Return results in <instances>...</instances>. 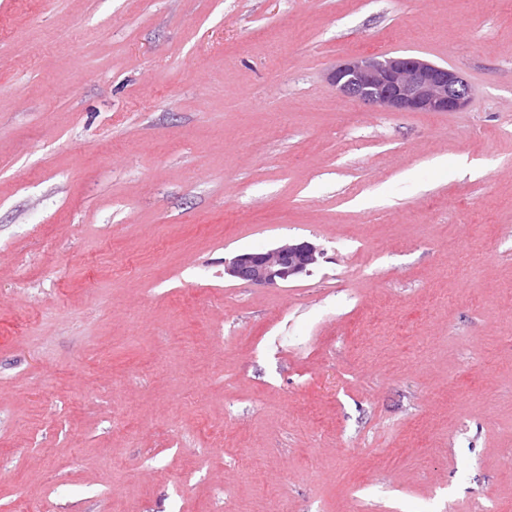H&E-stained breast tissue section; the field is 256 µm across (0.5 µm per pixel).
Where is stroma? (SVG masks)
Instances as JSON below:
<instances>
[{
    "instance_id": "35a3bbf8",
    "label": "stroma",
    "mask_w": 512,
    "mask_h": 512,
    "mask_svg": "<svg viewBox=\"0 0 512 512\" xmlns=\"http://www.w3.org/2000/svg\"><path fill=\"white\" fill-rule=\"evenodd\" d=\"M413 53L458 112L326 75ZM325 251L260 287L225 258ZM512 512V0H0V512Z\"/></svg>"
}]
</instances>
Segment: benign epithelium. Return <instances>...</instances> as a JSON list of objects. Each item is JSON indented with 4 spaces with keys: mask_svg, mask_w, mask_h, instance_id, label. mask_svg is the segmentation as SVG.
I'll return each mask as SVG.
<instances>
[{
    "mask_svg": "<svg viewBox=\"0 0 512 512\" xmlns=\"http://www.w3.org/2000/svg\"><path fill=\"white\" fill-rule=\"evenodd\" d=\"M327 80L343 96L387 112H457L470 100L469 84L459 72L412 55L348 58L329 71ZM322 256L315 243L292 239L239 253L224 261V273L274 287L310 274Z\"/></svg>",
    "mask_w": 512,
    "mask_h": 512,
    "instance_id": "benign-epithelium-1",
    "label": "benign epithelium"
}]
</instances>
